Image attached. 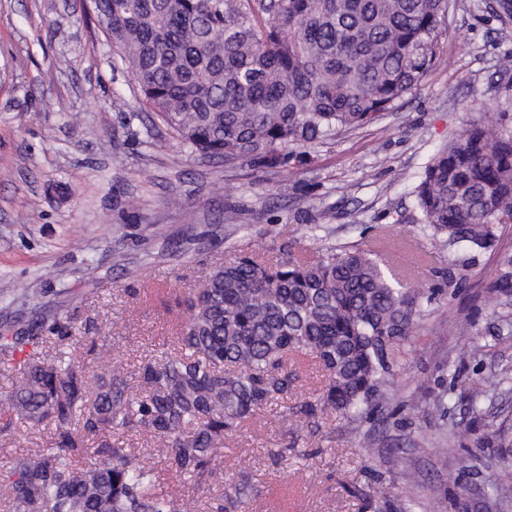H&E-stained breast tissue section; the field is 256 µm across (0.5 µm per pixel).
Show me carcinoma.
Here are the masks:
<instances>
[{
    "instance_id": "carcinoma-1",
    "label": "carcinoma",
    "mask_w": 512,
    "mask_h": 512,
    "mask_svg": "<svg viewBox=\"0 0 512 512\" xmlns=\"http://www.w3.org/2000/svg\"><path fill=\"white\" fill-rule=\"evenodd\" d=\"M153 122L203 159L267 169L302 165L308 149L372 123L404 98L439 57L448 0H92ZM423 231L462 252L498 255L486 285L512 300V253L498 249L512 223V126L499 117L463 128L424 166L415 187ZM402 242L373 249L325 248L318 257L270 265L243 257L215 270L186 301L178 351L140 367L145 393L100 359L89 390L75 363L39 347L47 336L19 330L0 349L24 353L0 416L49 428L54 446L19 458L0 482L12 512H195V500L159 492L155 466L120 441L80 468L85 439L127 429L168 450L194 481L210 470L224 433L288 394V360L312 355L326 371L304 413L332 408L370 415L396 383L402 342L423 315L386 260ZM373 512H413L390 490Z\"/></svg>"
}]
</instances>
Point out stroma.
I'll return each instance as SVG.
<instances>
[{
  "label": "stroma",
  "instance_id": "obj_1",
  "mask_svg": "<svg viewBox=\"0 0 512 512\" xmlns=\"http://www.w3.org/2000/svg\"><path fill=\"white\" fill-rule=\"evenodd\" d=\"M487 2L450 0L438 64L395 109L338 133L307 164L272 172L202 159L153 125L84 0H0V286L10 287L0 293V332L57 316L70 339L47 342L49 353H68L91 376L108 347L136 391L141 365L175 346L178 300L244 255L273 263L395 237L405 247L394 267L428 300L377 417L306 416L326 376L300 356L287 398L216 443L202 484L180 479L157 444L132 431L89 437L78 463L122 439L156 465L164 490L197 498L200 512L243 474L252 489L229 512H366L381 484L417 501L415 512H512V453L487 442L512 428V336L501 335L484 287L496 256L426 236L414 195L441 144L474 120L512 117V74L498 73L512 24ZM288 178L294 190L278 197ZM230 208L242 225L235 234L222 228ZM156 224L168 238L154 236ZM117 252L127 267L114 265ZM462 431L464 448L443 455ZM53 441L52 430L0 418V472ZM286 446L301 452L289 467L273 455ZM493 480L507 493L487 496Z\"/></svg>",
  "mask_w": 512,
  "mask_h": 512
}]
</instances>
